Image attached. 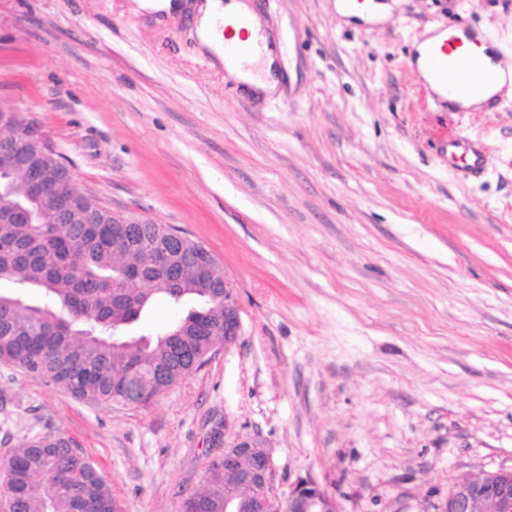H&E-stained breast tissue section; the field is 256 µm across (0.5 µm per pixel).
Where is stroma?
Wrapping results in <instances>:
<instances>
[{"instance_id":"1","label":"stroma","mask_w":512,"mask_h":512,"mask_svg":"<svg viewBox=\"0 0 512 512\" xmlns=\"http://www.w3.org/2000/svg\"><path fill=\"white\" fill-rule=\"evenodd\" d=\"M290 74L257 95L197 33L191 0H0V98L43 127L75 187L202 242L244 334L151 406L80 401L0 363V466L60 436L122 512H181L217 432L259 435L280 490L340 512H434L463 474L512 468V95L433 103L413 61L456 20L512 60V0H244ZM480 142L487 169L442 163ZM339 8L340 10L348 15V16H356L363 19H373L378 17H383L387 13L388 5L384 3H374L372 0H357V3H361L357 8L351 9L348 7L344 0H341ZM485 160V152L481 144L464 137L449 139L443 155L444 162L457 167L458 171L466 175L481 173Z\"/></svg>"}]
</instances>
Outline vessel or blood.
Returning <instances> with one entry per match:
<instances>
[{"label": "vessel or blood", "instance_id": "b4317fda", "mask_svg": "<svg viewBox=\"0 0 512 512\" xmlns=\"http://www.w3.org/2000/svg\"><path fill=\"white\" fill-rule=\"evenodd\" d=\"M445 39L428 48L422 56L421 66L439 85L437 100L449 111H465V102L478 84L489 85L495 80L486 62L468 53L465 42L479 41L478 30L448 24ZM443 159L466 175H476L485 166V152L481 144L463 137L450 139Z\"/></svg>", "mask_w": 512, "mask_h": 512}]
</instances>
